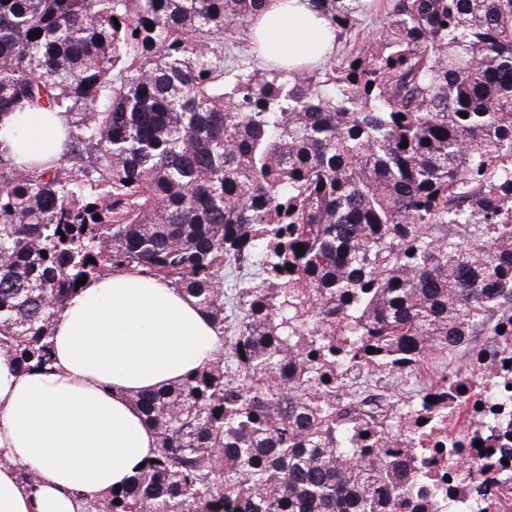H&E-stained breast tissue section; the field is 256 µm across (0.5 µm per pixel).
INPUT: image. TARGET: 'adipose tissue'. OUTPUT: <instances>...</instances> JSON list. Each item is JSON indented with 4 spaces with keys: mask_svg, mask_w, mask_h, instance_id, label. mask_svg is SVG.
<instances>
[{
    "mask_svg": "<svg viewBox=\"0 0 512 512\" xmlns=\"http://www.w3.org/2000/svg\"><path fill=\"white\" fill-rule=\"evenodd\" d=\"M253 28L292 64L336 49L312 0H269ZM61 133L58 117L41 112L0 119V140L20 163ZM53 333V375H19L0 354V512H86L125 484L156 442L136 396L184 377L222 347L194 298L134 271L86 284ZM22 465L34 469V486L21 482Z\"/></svg>",
    "mask_w": 512,
    "mask_h": 512,
    "instance_id": "obj_1",
    "label": "adipose tissue"
}]
</instances>
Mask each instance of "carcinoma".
Masks as SVG:
<instances>
[{"mask_svg": "<svg viewBox=\"0 0 512 512\" xmlns=\"http://www.w3.org/2000/svg\"><path fill=\"white\" fill-rule=\"evenodd\" d=\"M264 2L0 0V118L64 120L56 158L0 149V351L51 374L77 280L166 279L222 352L136 397L154 455L87 512H452L338 388L512 354V0H381L372 39L312 0L338 64L229 67ZM459 481L485 512L494 457Z\"/></svg>", "mask_w": 512, "mask_h": 512, "instance_id": "1", "label": "carcinoma"}]
</instances>
